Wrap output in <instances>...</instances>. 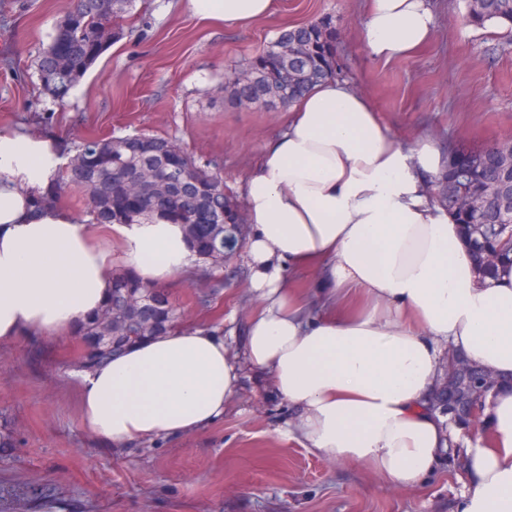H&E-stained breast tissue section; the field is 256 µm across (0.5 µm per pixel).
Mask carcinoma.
I'll return each mask as SVG.
<instances>
[{
    "mask_svg": "<svg viewBox=\"0 0 512 512\" xmlns=\"http://www.w3.org/2000/svg\"><path fill=\"white\" fill-rule=\"evenodd\" d=\"M135 0H74L72 9L58 22L49 46L35 63L40 93L64 100L70 90L119 37L112 29L115 18L123 16ZM467 22L483 27L494 24L512 33V0H468ZM338 30L324 17L283 31L240 72L224 84L225 99L238 108L246 100L259 109L286 108L319 82L336 75ZM73 166L48 191L35 195L38 210L55 207L72 187L88 192L91 224H132L165 220L180 224L188 237L196 261L209 276L205 287L214 293L224 289V225L242 224L243 217L232 197L224 192V180L217 172L194 162L178 144L157 135L87 137L76 145ZM469 183L481 210L463 202L451 207L461 234L482 277L497 275L500 265L487 263L476 247L483 224L501 213L502 191L498 182L512 183V160L496 157L490 145L448 154V170L438 183L436 200L445 202L455 194L457 184ZM486 247L512 249V227H503L486 237ZM180 327L179 315L168 294L126 270L112 271L111 293L104 305L78 328L83 349L79 366L90 369L113 355L112 344L126 348L150 336ZM448 372V416L456 424L469 420L465 407L472 394L458 385L459 372L485 373L475 364L457 359ZM487 392L475 396L485 402Z\"/></svg>",
    "mask_w": 512,
    "mask_h": 512,
    "instance_id": "cac0c4a2",
    "label": "carcinoma"
}]
</instances>
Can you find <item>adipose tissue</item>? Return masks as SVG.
Instances as JSON below:
<instances>
[{
    "mask_svg": "<svg viewBox=\"0 0 512 512\" xmlns=\"http://www.w3.org/2000/svg\"><path fill=\"white\" fill-rule=\"evenodd\" d=\"M204 22L271 16L275 0H187ZM427 0H371L361 37L380 59L433 33ZM433 141L401 143L372 100L344 81L316 85L288 115L242 187L250 287L241 359L211 328L141 341L77 375L84 423L115 448L214 424L240 384V361L291 409L282 433L308 450L414 489L462 455L458 512H512V268L481 278L432 178ZM65 165L58 142L0 131V339L78 329L106 301L114 261L155 284L186 275L181 225L108 224L38 210ZM320 285L292 288L290 270ZM456 353L501 380L477 430L430 400Z\"/></svg>",
    "mask_w": 512,
    "mask_h": 512,
    "instance_id": "1",
    "label": "adipose tissue"
}]
</instances>
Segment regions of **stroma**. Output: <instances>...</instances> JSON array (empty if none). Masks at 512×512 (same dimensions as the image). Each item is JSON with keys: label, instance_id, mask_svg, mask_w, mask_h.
<instances>
[{"label": "stroma", "instance_id": "stroma-1", "mask_svg": "<svg viewBox=\"0 0 512 512\" xmlns=\"http://www.w3.org/2000/svg\"><path fill=\"white\" fill-rule=\"evenodd\" d=\"M72 0H0V130L51 135L149 134L175 140L197 165L241 182L288 121L287 110L226 104L224 82L285 29L330 16L341 31L338 79L369 96L399 141L442 152L512 138V35L466 21L465 0H431L435 25L416 53L372 57L361 41L368 0H276L241 25L205 24L181 0H148L117 19L123 36L65 103L39 94L34 62ZM223 290L166 283L185 325L220 333L237 351L257 300L245 250ZM77 334L0 341V512H455L459 459L408 489L279 432L288 405L250 366L222 420L174 439L109 448L85 425L75 374Z\"/></svg>", "mask_w": 512, "mask_h": 512}]
</instances>
